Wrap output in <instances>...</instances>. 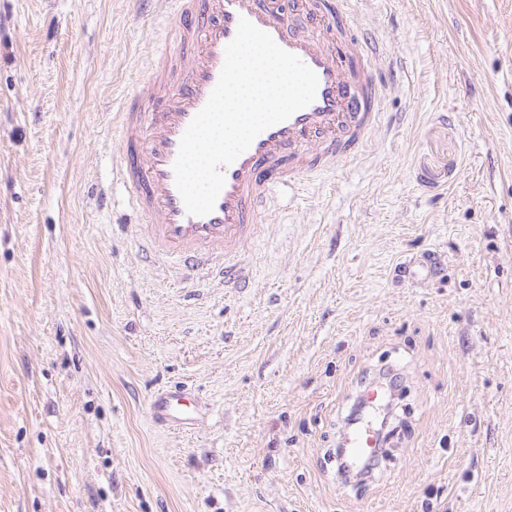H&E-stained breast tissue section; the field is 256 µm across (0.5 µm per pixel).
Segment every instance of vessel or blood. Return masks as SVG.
<instances>
[{
	"mask_svg": "<svg viewBox=\"0 0 512 512\" xmlns=\"http://www.w3.org/2000/svg\"><path fill=\"white\" fill-rule=\"evenodd\" d=\"M169 35L179 53L156 57L150 75L117 114L123 150L121 185L127 206L147 226L143 244L154 255L192 269L220 259L225 282L245 286L242 258L258 224L269 216L276 190H301L306 179L337 172L362 152L378 126L391 83L377 68L380 43L364 37L347 0H297L289 14L283 0H173ZM269 33L318 76L314 101L260 133L234 163L213 212L189 214L176 189L173 164L180 140L205 106L224 64L225 48L240 19ZM154 419L186 427L194 411L181 394L151 403ZM350 462L360 465L376 446V431L354 427Z\"/></svg>",
	"mask_w": 512,
	"mask_h": 512,
	"instance_id": "vessel-or-blood-1",
	"label": "vessel or blood"
}]
</instances>
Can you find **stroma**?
<instances>
[{"instance_id": "35a3bbf8", "label": "stroma", "mask_w": 512, "mask_h": 512, "mask_svg": "<svg viewBox=\"0 0 512 512\" xmlns=\"http://www.w3.org/2000/svg\"><path fill=\"white\" fill-rule=\"evenodd\" d=\"M349 6L397 71L383 122L277 195L231 288L115 226L167 0H0V512H512V0ZM388 366L395 452L341 486ZM175 386L195 428L150 413Z\"/></svg>"}]
</instances>
